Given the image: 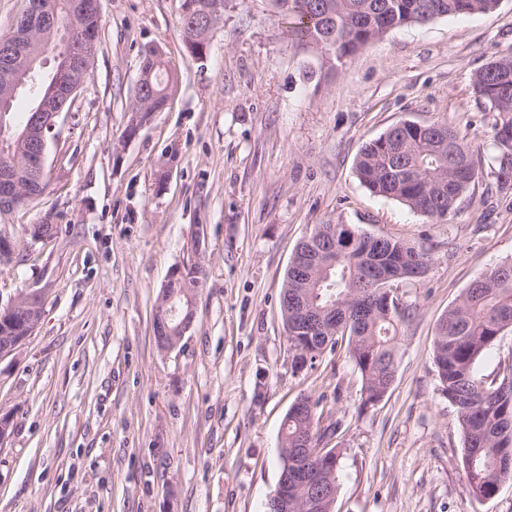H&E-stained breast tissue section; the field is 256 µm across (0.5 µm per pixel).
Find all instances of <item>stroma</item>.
Wrapping results in <instances>:
<instances>
[{
    "instance_id": "1",
    "label": "stroma",
    "mask_w": 512,
    "mask_h": 512,
    "mask_svg": "<svg viewBox=\"0 0 512 512\" xmlns=\"http://www.w3.org/2000/svg\"><path fill=\"white\" fill-rule=\"evenodd\" d=\"M100 43L48 142V185L0 215L17 244L0 303L38 292L42 316L0 359V512H266L280 428L318 401L340 451L333 512H512V481L463 487V436L433 361L437 324L470 284L512 259V189L493 169L496 116L473 90L512 57V0L490 13L405 26L330 81L280 31L268 0H225L204 58L183 48L180 0H99ZM178 74L167 107L126 138L141 60ZM441 122L480 172L455 212L430 222L371 194L356 160L392 125ZM168 168L167 184L156 172ZM52 217L56 235L25 227ZM318 224H353L423 249L399 286L409 308L398 371L379 403L345 348L292 369L280 310L295 246ZM202 261L196 317L159 350L154 309L173 269Z\"/></svg>"
}]
</instances>
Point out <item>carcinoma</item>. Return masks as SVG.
<instances>
[{
	"instance_id": "carcinoma-1",
	"label": "carcinoma",
	"mask_w": 512,
	"mask_h": 512,
	"mask_svg": "<svg viewBox=\"0 0 512 512\" xmlns=\"http://www.w3.org/2000/svg\"><path fill=\"white\" fill-rule=\"evenodd\" d=\"M273 13L285 20L287 35L296 46L317 53L326 72L336 71L349 57L390 31L408 25L497 8V0H269ZM185 51L208 40L224 15V0H181ZM37 51L52 52L53 34L32 36ZM153 70L151 87L136 99L132 111L147 123L169 97L177 74L163 59L143 60ZM475 94L496 113L494 174L503 188L512 186V57L493 59L473 77ZM360 182L374 195L394 199L432 221L451 215L460 198L474 185L478 171L471 147L457 131L442 123L418 126L398 123L367 143L357 161ZM336 237V264L322 267L313 259L297 272L288 271L280 300L281 312L301 305L332 308L336 329L326 325L310 336L300 333L289 341L292 366L301 372L315 364L326 350L347 343L363 380L364 403L382 400L397 373L398 329L408 307L398 296L385 304L380 288L421 278L431 263L427 252L392 236H373L352 224H319L314 233L329 241ZM205 275L197 263L183 267V277L172 290L169 326L183 318L188 303ZM507 329L512 330V262L494 267L473 282L439 323L433 355L442 394L455 407L463 434L461 463L466 489L479 498L493 495L512 479V371L500 381L477 377L475 364ZM27 320L0 319V343L28 333ZM317 403L301 398L297 410H288L281 425V464L295 461L297 449L309 444L316 457L308 463L311 479L288 487V512H312L308 503L337 486L339 453L321 448L324 432Z\"/></svg>"
}]
</instances>
